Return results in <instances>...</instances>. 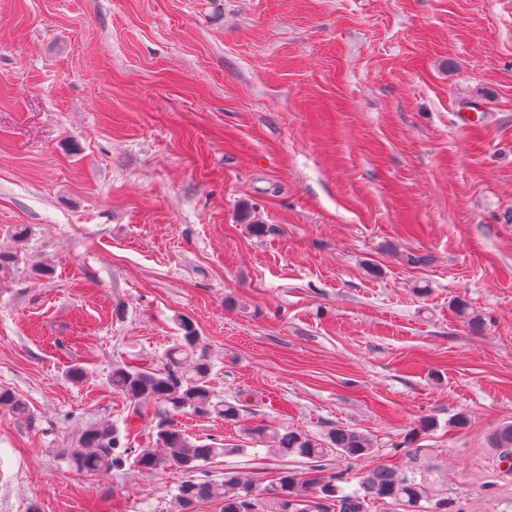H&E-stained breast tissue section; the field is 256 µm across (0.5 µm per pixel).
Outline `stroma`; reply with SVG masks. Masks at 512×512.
<instances>
[{"mask_svg":"<svg viewBox=\"0 0 512 512\" xmlns=\"http://www.w3.org/2000/svg\"><path fill=\"white\" fill-rule=\"evenodd\" d=\"M0 249V386L32 414L0 413V512H169L181 471L55 451L125 427L108 375L181 315L246 408L180 417L247 447L209 478L303 468L243 425H340L448 512H512V0H0ZM489 447L495 448L498 452V465L504 458L512 455V423H503L495 428L488 438Z\"/></svg>","mask_w":512,"mask_h":512,"instance_id":"stroma-1","label":"stroma"}]
</instances>
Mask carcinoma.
I'll list each match as a JSON object with an SVG mask.
<instances>
[{
  "label": "carcinoma",
  "instance_id": "carcinoma-1",
  "mask_svg": "<svg viewBox=\"0 0 512 512\" xmlns=\"http://www.w3.org/2000/svg\"><path fill=\"white\" fill-rule=\"evenodd\" d=\"M178 325L182 336L166 352L163 366L118 364L109 376L112 391L132 405L133 415H139L144 404H156L152 443L133 448L118 427L92 424L69 447L58 451L69 466L94 474L118 471L127 464L146 472L176 467L189 477L178 485L171 512H195L204 502L220 503L221 512H370L375 502L395 505L401 512H424L426 502L433 504L434 512H448V499L438 496L432 479L417 467L402 470L377 463L363 473L357 489L344 491L339 485L342 476L328 467L327 457L333 452L354 460L375 455L369 436L348 427L332 428L320 440L297 428L258 423L246 429V434L261 443L271 457L303 459L306 471L282 469L262 489L235 472L225 473L221 481L208 478L203 471L213 460L245 449L230 446L221 438L207 442L193 436L179 425L178 417L190 414L235 425L243 418L244 409L212 389L213 364L199 348L194 323L180 316ZM0 411L17 419L30 417L27 404L7 387H0ZM488 441L498 452V463H503L512 455V423L499 425Z\"/></svg>",
  "mask_w": 512,
  "mask_h": 512
}]
</instances>
